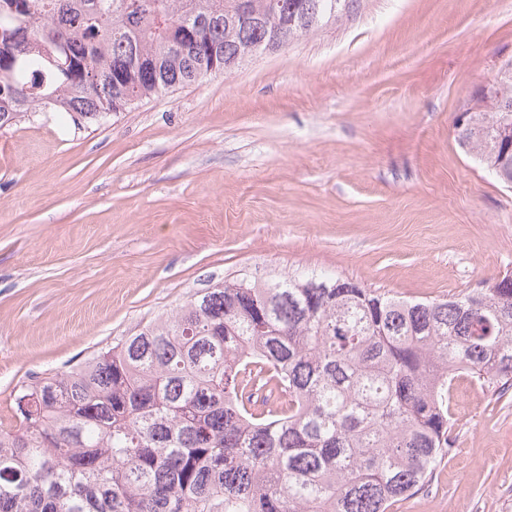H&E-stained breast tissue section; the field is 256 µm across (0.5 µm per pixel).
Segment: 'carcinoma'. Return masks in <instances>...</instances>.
Listing matches in <instances>:
<instances>
[{"label": "carcinoma", "instance_id": "1", "mask_svg": "<svg viewBox=\"0 0 512 512\" xmlns=\"http://www.w3.org/2000/svg\"><path fill=\"white\" fill-rule=\"evenodd\" d=\"M233 0H0V128L78 124L206 78L271 36ZM295 24L301 35L354 8ZM459 145L512 179V112ZM512 387V273L405 301L338 274L196 292L0 426V512H390L452 454L450 369Z\"/></svg>", "mask_w": 512, "mask_h": 512}]
</instances>
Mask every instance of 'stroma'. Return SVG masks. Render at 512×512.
<instances>
[{
  "label": "stroma",
  "instance_id": "stroma-1",
  "mask_svg": "<svg viewBox=\"0 0 512 512\" xmlns=\"http://www.w3.org/2000/svg\"><path fill=\"white\" fill-rule=\"evenodd\" d=\"M512 57V0H359L231 72L98 122L0 128V422L33 377L240 273L409 300L512 272V187L455 141ZM454 451L394 512H512V388H453Z\"/></svg>",
  "mask_w": 512,
  "mask_h": 512
}]
</instances>
